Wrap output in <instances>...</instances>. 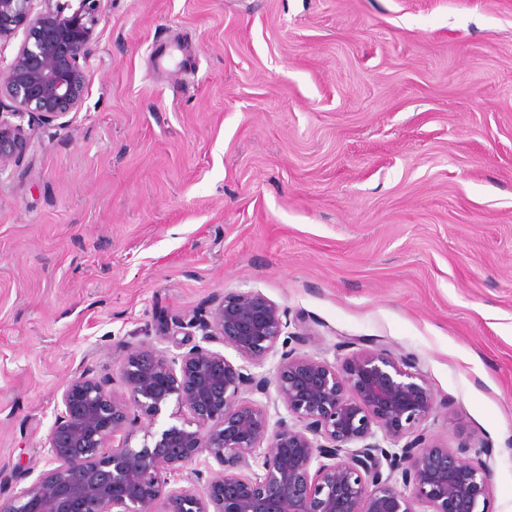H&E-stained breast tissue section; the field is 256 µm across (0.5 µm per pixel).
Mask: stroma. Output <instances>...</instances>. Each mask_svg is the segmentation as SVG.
<instances>
[{"label": "stroma", "mask_w": 512, "mask_h": 512, "mask_svg": "<svg viewBox=\"0 0 512 512\" xmlns=\"http://www.w3.org/2000/svg\"><path fill=\"white\" fill-rule=\"evenodd\" d=\"M85 102L0 174V495L65 381L255 290L412 356L512 512V0H110Z\"/></svg>", "instance_id": "stroma-1"}]
</instances>
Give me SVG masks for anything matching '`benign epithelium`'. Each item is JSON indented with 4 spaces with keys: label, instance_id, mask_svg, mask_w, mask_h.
I'll list each match as a JSON object with an SVG mask.
<instances>
[{
    "label": "benign epithelium",
    "instance_id": "1",
    "mask_svg": "<svg viewBox=\"0 0 512 512\" xmlns=\"http://www.w3.org/2000/svg\"><path fill=\"white\" fill-rule=\"evenodd\" d=\"M108 2L0 0V45L23 35L0 67V173L32 147L24 118L65 127L80 110ZM291 324L260 292H230L158 320L165 348L118 344L116 376L83 366L62 387L44 468L18 466L32 481L0 512H490L489 449L428 435L448 403L415 360L343 341L331 362ZM271 358L274 377L254 372ZM193 463L202 493L177 485Z\"/></svg>",
    "mask_w": 512,
    "mask_h": 512
}]
</instances>
